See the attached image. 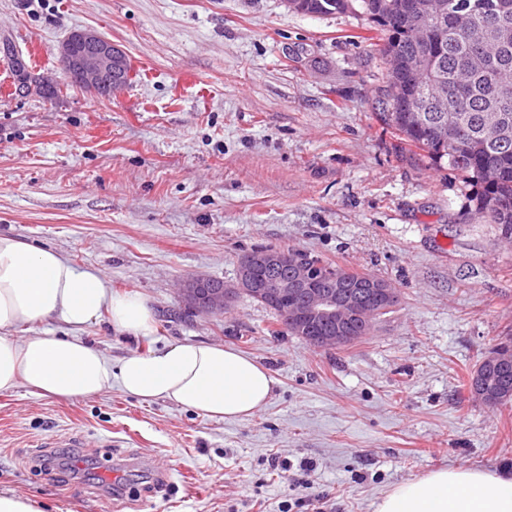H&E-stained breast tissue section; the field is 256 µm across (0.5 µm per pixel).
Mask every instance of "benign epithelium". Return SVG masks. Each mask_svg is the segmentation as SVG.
<instances>
[{"mask_svg":"<svg viewBox=\"0 0 512 512\" xmlns=\"http://www.w3.org/2000/svg\"><path fill=\"white\" fill-rule=\"evenodd\" d=\"M57 56L64 78L101 98L118 93L128 82L126 54L93 30L71 32L58 47ZM14 68L20 93L48 97L53 81L32 76L18 56ZM179 294L188 310L207 315L224 313L242 295L276 308L288 302L285 317L295 326V333L323 350L360 340L377 316L399 303L396 289L386 279L344 267L329 269L322 276L306 255L280 248L243 255L232 283L188 279ZM475 383L476 397L484 405L495 408L504 402L505 397L484 389L481 375H475Z\"/></svg>","mask_w":512,"mask_h":512,"instance_id":"benign-epithelium-1","label":"benign epithelium"}]
</instances>
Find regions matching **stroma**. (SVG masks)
I'll return each instance as SVG.
<instances>
[{"mask_svg": "<svg viewBox=\"0 0 512 512\" xmlns=\"http://www.w3.org/2000/svg\"><path fill=\"white\" fill-rule=\"evenodd\" d=\"M81 29L125 52L130 84L108 99L22 98L0 59V232L148 300L152 336L104 316L85 328L113 360L215 343L277 384L243 421L116 387L0 393V487L46 512H282L288 497L293 512L318 498L373 512L434 469L512 476V403L485 407L466 386L481 353L512 338V249L470 215L462 175L375 120V25L283 0H0V43L54 81L58 46ZM270 247L385 278L400 303L326 352L249 297L216 316L180 302L181 280L232 282L240 256ZM68 438L76 447H53Z\"/></svg>", "mask_w": 512, "mask_h": 512, "instance_id": "stroma-1", "label": "stroma"}]
</instances>
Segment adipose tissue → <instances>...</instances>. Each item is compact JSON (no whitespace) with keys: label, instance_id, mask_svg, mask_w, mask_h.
Masks as SVG:
<instances>
[{"label":"adipose tissue","instance_id":"adipose-tissue-1","mask_svg":"<svg viewBox=\"0 0 512 512\" xmlns=\"http://www.w3.org/2000/svg\"><path fill=\"white\" fill-rule=\"evenodd\" d=\"M104 309L116 331L156 330L139 292H112L99 273L56 250L0 233V392L24 386L40 397L77 399L117 386L224 421L251 418L267 405L275 378L229 347L177 343L112 363L82 337ZM58 324L64 335L56 334ZM374 512H512V478L476 467L439 468L390 487Z\"/></svg>","mask_w":512,"mask_h":512}]
</instances>
